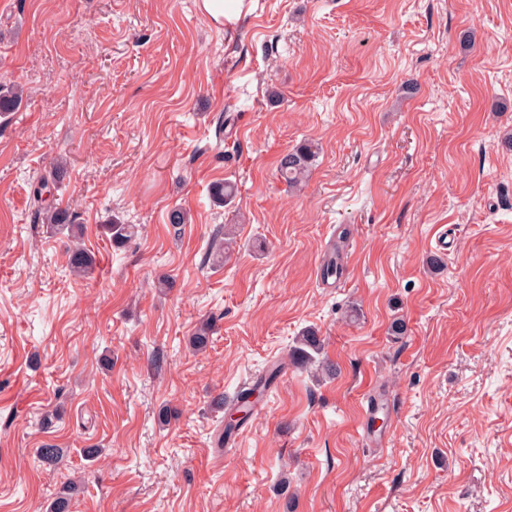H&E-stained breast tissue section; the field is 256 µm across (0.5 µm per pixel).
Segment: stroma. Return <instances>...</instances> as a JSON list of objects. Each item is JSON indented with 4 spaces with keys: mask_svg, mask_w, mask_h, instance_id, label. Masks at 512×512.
Segmentation results:
<instances>
[{
    "mask_svg": "<svg viewBox=\"0 0 512 512\" xmlns=\"http://www.w3.org/2000/svg\"><path fill=\"white\" fill-rule=\"evenodd\" d=\"M201 2L0 0V82L24 88L0 117V512L70 482L71 512H512V0H243L224 24ZM61 156L89 279L33 221ZM111 216L137 236L112 245ZM307 327L335 376L289 365ZM271 362L275 392L217 448L213 399ZM317 153L318 146L314 142L304 141L279 159L278 173L288 187L297 188L306 181Z\"/></svg>",
    "mask_w": 512,
    "mask_h": 512,
    "instance_id": "1",
    "label": "stroma"
}]
</instances>
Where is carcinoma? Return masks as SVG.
<instances>
[{"mask_svg": "<svg viewBox=\"0 0 512 512\" xmlns=\"http://www.w3.org/2000/svg\"><path fill=\"white\" fill-rule=\"evenodd\" d=\"M22 101V88L16 84L0 83V115L13 111ZM318 146L312 141H305L284 154L278 162V173L290 188L300 186L309 177ZM56 178L49 180L41 178L32 188V196L36 204L35 218L39 224L51 225V230L58 234H66L73 241L69 248L68 265L71 273L78 277H88L93 272L96 259L86 250L81 238L84 225L79 221L78 214L68 207H61L54 202L51 184L57 183L61 176L60 168H55ZM211 197L217 206L224 205L236 194L235 185L224 181L211 185ZM114 245H123L131 240L136 232V226L125 224L119 218H113L104 225ZM212 340V321L200 322L195 328L190 341V347L195 351L205 350ZM322 340L313 328L302 330L295 339L294 346L289 350V362L301 368H313L324 371L328 375L336 374V366L321 358Z\"/></svg>", "mask_w": 512, "mask_h": 512, "instance_id": "carcinoma-1", "label": "carcinoma"}]
</instances>
